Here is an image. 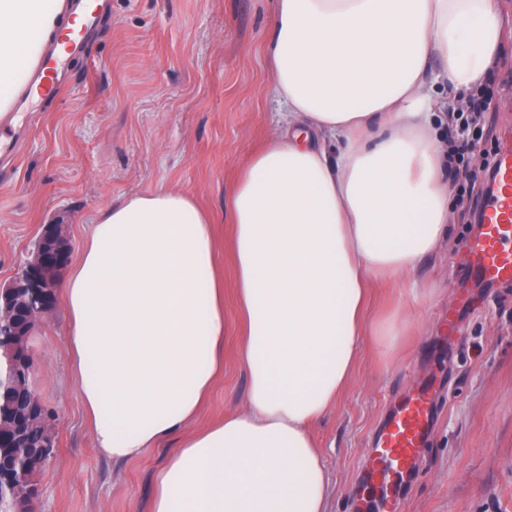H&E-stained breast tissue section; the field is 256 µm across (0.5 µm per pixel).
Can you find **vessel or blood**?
I'll use <instances>...</instances> for the list:
<instances>
[{
	"instance_id": "1",
	"label": "vessel or blood",
	"mask_w": 512,
	"mask_h": 512,
	"mask_svg": "<svg viewBox=\"0 0 512 512\" xmlns=\"http://www.w3.org/2000/svg\"><path fill=\"white\" fill-rule=\"evenodd\" d=\"M58 68L52 55L38 66L34 82L46 97L59 92V83L51 79ZM468 250L472 280L512 281V148L502 150L496 159L494 185L482 204V231ZM433 389V381L423 382L415 393L396 402L381 422L364 469L362 512H398L402 485L433 427Z\"/></svg>"
}]
</instances>
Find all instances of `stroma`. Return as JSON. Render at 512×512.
Instances as JSON below:
<instances>
[{
  "label": "stroma",
  "mask_w": 512,
  "mask_h": 512,
  "mask_svg": "<svg viewBox=\"0 0 512 512\" xmlns=\"http://www.w3.org/2000/svg\"><path fill=\"white\" fill-rule=\"evenodd\" d=\"M109 19L84 54L60 63L65 91L27 103L32 123L0 131L22 140L13 170L0 172V285L29 256L42 225L63 224L77 260L97 212L160 186L195 193L220 222L239 167L268 137L276 104L262 52L268 0H107ZM481 90L489 108L458 183L483 158L512 145V52ZM475 221L456 204L448 239L411 279L376 283L361 354L343 394L312 427L331 481L328 512H358L372 439L394 402L428 376L441 381L432 435L406 483L403 512H512V284L465 293ZM407 336L384 345L378 323L395 309ZM224 371L196 423L240 410L232 266L224 268ZM62 306L33 331L32 384L54 412V460L35 477L36 512H150L155 473L177 446L168 439L116 462L95 448L78 386L68 371Z\"/></svg>",
  "instance_id": "35a3bbf8"
}]
</instances>
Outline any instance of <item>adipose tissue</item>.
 <instances>
[{"label":"adipose tissue","instance_id":"adipose-tissue-1","mask_svg":"<svg viewBox=\"0 0 512 512\" xmlns=\"http://www.w3.org/2000/svg\"><path fill=\"white\" fill-rule=\"evenodd\" d=\"M81 22L67 0H0V114ZM507 47L496 0H272L284 111L224 198L248 374L224 421L184 431L224 366L211 214L166 187L99 211L60 285L71 371L103 455L181 434L152 512H327L310 428L354 370L368 289L445 237L444 112Z\"/></svg>","mask_w":512,"mask_h":512}]
</instances>
